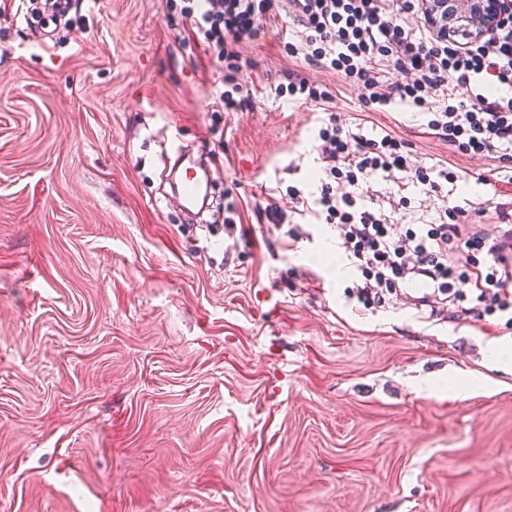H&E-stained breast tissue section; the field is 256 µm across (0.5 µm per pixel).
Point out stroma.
I'll return each mask as SVG.
<instances>
[{
    "instance_id": "obj_1",
    "label": "stroma",
    "mask_w": 512,
    "mask_h": 512,
    "mask_svg": "<svg viewBox=\"0 0 512 512\" xmlns=\"http://www.w3.org/2000/svg\"><path fill=\"white\" fill-rule=\"evenodd\" d=\"M182 6L0 0V512H512V374L487 346L512 319L365 307L300 210L332 114L446 164L488 235L512 187L310 66L283 0L238 47L252 107L225 111ZM296 70L326 108L280 94ZM180 145L215 179L199 224L173 199ZM371 188L407 200L392 223L436 216L406 173Z\"/></svg>"
}]
</instances>
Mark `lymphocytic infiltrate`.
I'll return each mask as SVG.
<instances>
[{"instance_id": "f902f5d3", "label": "lymphocytic infiltrate", "mask_w": 512, "mask_h": 512, "mask_svg": "<svg viewBox=\"0 0 512 512\" xmlns=\"http://www.w3.org/2000/svg\"><path fill=\"white\" fill-rule=\"evenodd\" d=\"M434 0H302L299 20L305 29V56L313 64L340 72L357 88L366 106L382 110L395 101L423 109L427 135L465 155H498L512 161V14L482 27L470 41L449 39L435 15ZM271 0H188L186 22L202 36L206 51L223 63L225 111L251 103L243 80L252 69L240 43L258 37ZM399 80H385L381 63ZM473 93L461 100L455 88ZM323 178L315 204L331 224L347 259L360 272L358 298L380 289L417 288L415 307L431 299L460 300L468 285L469 304L512 309V268L495 254L498 236H488L456 201L445 200L438 221L415 228L392 224L377 210L369 181L413 171L425 196L440 195L455 175L444 165L411 168L401 141L390 134L372 136L338 122L318 132ZM483 255L475 262L473 252Z\"/></svg>"}]
</instances>
